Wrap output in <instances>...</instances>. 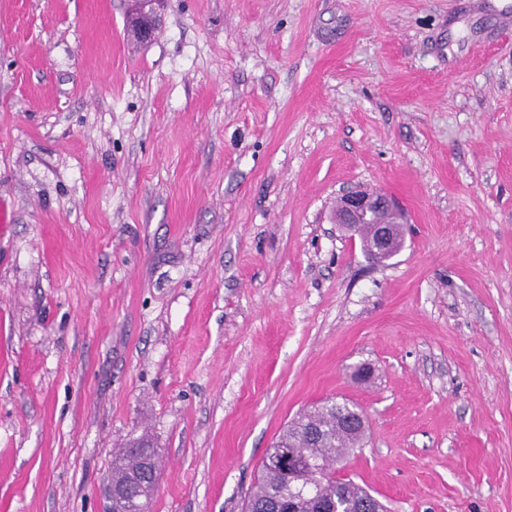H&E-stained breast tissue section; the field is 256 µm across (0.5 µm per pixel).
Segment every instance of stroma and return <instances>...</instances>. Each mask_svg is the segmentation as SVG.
<instances>
[{"instance_id": "obj_1", "label": "stroma", "mask_w": 512, "mask_h": 512, "mask_svg": "<svg viewBox=\"0 0 512 512\" xmlns=\"http://www.w3.org/2000/svg\"><path fill=\"white\" fill-rule=\"evenodd\" d=\"M140 9L0 0V512H112L143 433L149 512H244L329 399L387 512H512V0ZM336 223L350 236L359 235L363 224H371V230L365 227L364 246L372 260H385L397 253L404 237L403 224L396 221L394 203L382 192L364 188L350 190L336 202ZM130 449H136V452L134 453ZM149 455H156V453L146 437L132 439L118 452L115 464L112 466L111 497L112 486L115 485L123 491V497L127 499L129 504L127 508L129 509L134 507L132 498H137L141 509L148 511V504L154 492L143 498L142 501L141 495L154 484L152 471L145 465V457Z\"/></svg>"}]
</instances>
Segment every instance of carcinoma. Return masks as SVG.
Segmentation results:
<instances>
[{
  "label": "carcinoma",
  "instance_id": "obj_1",
  "mask_svg": "<svg viewBox=\"0 0 512 512\" xmlns=\"http://www.w3.org/2000/svg\"><path fill=\"white\" fill-rule=\"evenodd\" d=\"M368 422L362 412L347 402L338 405L324 403L318 409L298 415L279 435L262 463V473L250 491L245 512H274L276 506L288 497V476L280 467V453L291 452L301 465L304 482L300 499L301 512H317L321 506L342 499L349 508H356L364 495V488L350 479H330L322 482L311 474L317 463L336 461L344 450L362 446ZM155 454L145 437L130 440L118 452L112 466V484L123 491L127 501L137 498L141 509H148L150 499H141L142 493L154 484L152 471L145 465V457Z\"/></svg>",
  "mask_w": 512,
  "mask_h": 512
}]
</instances>
